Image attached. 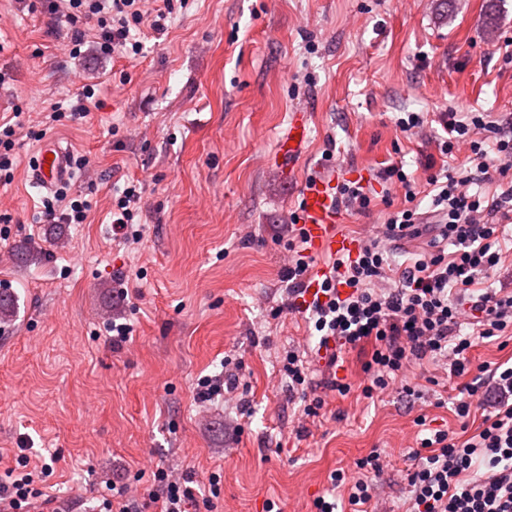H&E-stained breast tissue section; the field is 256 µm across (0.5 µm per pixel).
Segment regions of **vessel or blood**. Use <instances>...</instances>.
Returning a JSON list of instances; mask_svg holds the SVG:
<instances>
[{"instance_id": "b4317fda", "label": "vessel or blood", "mask_w": 512, "mask_h": 512, "mask_svg": "<svg viewBox=\"0 0 512 512\" xmlns=\"http://www.w3.org/2000/svg\"><path fill=\"white\" fill-rule=\"evenodd\" d=\"M306 116L296 112L291 116L287 138L279 153L282 161L290 163L300 156L305 143ZM73 177L70 154L60 143H44L38 152L32 171V181L38 187L51 190L68 183ZM298 222L303 228L310 250L316 254L355 251V239L337 232L336 169L314 174L302 188Z\"/></svg>"}]
</instances>
